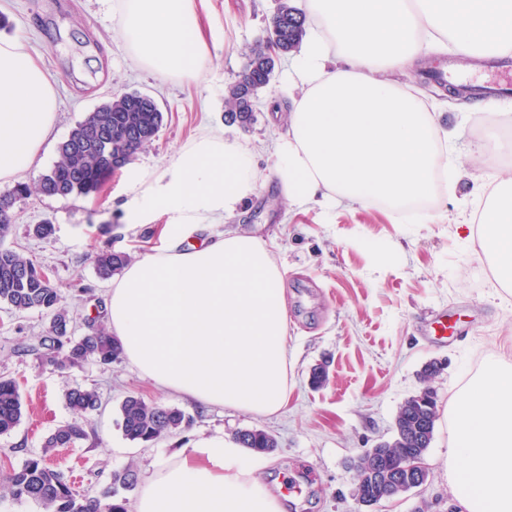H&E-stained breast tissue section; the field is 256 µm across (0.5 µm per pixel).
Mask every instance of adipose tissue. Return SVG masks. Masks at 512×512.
<instances>
[{
	"label": "adipose tissue",
	"mask_w": 512,
	"mask_h": 512,
	"mask_svg": "<svg viewBox=\"0 0 512 512\" xmlns=\"http://www.w3.org/2000/svg\"><path fill=\"white\" fill-rule=\"evenodd\" d=\"M309 35L294 62L302 93L275 147L289 201L378 202L405 224L455 161L452 136L420 96L388 72L426 51L512 53V0H304ZM135 58L190 78L204 46L196 0H122ZM49 74L17 39L0 38V186L30 169L53 130ZM145 211L169 215L166 248L126 266L109 294L108 327L122 355L156 386L204 406L257 414L288 396L282 276L258 239L214 232L259 187L251 150L202 131L153 179ZM481 254L512 289V176L476 195ZM209 229L207 238L188 235ZM448 480L463 512H512V363L488 364L450 405ZM263 463L211 436L159 461L134 512H284Z\"/></svg>",
	"instance_id": "ef3b65f1"
}]
</instances>
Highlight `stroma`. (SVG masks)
<instances>
[{"label":"stroma","instance_id":"stroma-1","mask_svg":"<svg viewBox=\"0 0 512 512\" xmlns=\"http://www.w3.org/2000/svg\"><path fill=\"white\" fill-rule=\"evenodd\" d=\"M280 0H206L214 27L224 33L210 43L196 78L167 76L139 64L122 38L120 0H0L8 25L0 36L22 40L52 76L56 120L52 135L32 168L19 179L35 184L58 158L71 129L102 103L125 92L151 96L164 114L154 140L119 173L86 198L31 193L15 203L8 247L36 260L64 296L72 327L86 320L107 322L111 281L100 279L93 257L112 247L138 260L165 245L167 219L138 213L135 182L154 177L206 127L221 130L254 152L259 189L239 216L221 231L260 238L282 274L288 313V399L272 415L203 406L144 379L126 360L111 367L87 365L62 371L42 361L32 347L48 320L40 311L0 308V374L14 378L24 403L20 425L0 436V470L18 467L71 418L65 393L74 385L97 388L103 408L87 426L89 436L46 458L62 470L77 492L92 494L112 472L133 468L146 479L156 460L179 453L187 442L216 434L232 438L240 429L260 428L277 442L269 454L268 490L285 512H354L352 458L391 438L400 405L423 385L421 372L439 363L431 384L439 411L486 363L512 362V302L495 297L490 264L469 242L476 223L471 203L474 180L491 182L512 173V94L450 99L448 87L428 81L426 72L454 70L469 84L499 79L493 63L461 64L455 52H431L390 72L391 80L417 90L440 112L453 132L460 170L442 179L432 204L439 218L430 224H399L378 203L312 201L292 205L274 168L275 145L287 137L294 55L282 57L270 85L258 99L248 125L226 122L227 88L242 74L247 52L264 33ZM50 222L52 237L34 235L33 225ZM445 334H437L435 321ZM326 364L328 379L315 389L310 374ZM175 406L190 415L187 429L144 448L125 439L116 425L125 396ZM450 430L438 420L424 462L430 472L419 493L382 503L376 512H449L457 501L448 482Z\"/></svg>","mask_w":512,"mask_h":512}]
</instances>
